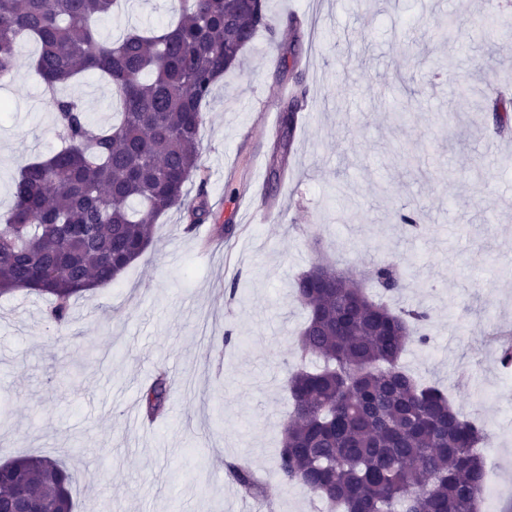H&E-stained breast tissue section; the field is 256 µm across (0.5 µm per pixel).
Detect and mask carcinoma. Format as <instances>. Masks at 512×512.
Returning <instances> with one entry per match:
<instances>
[{"mask_svg": "<svg viewBox=\"0 0 512 512\" xmlns=\"http://www.w3.org/2000/svg\"><path fill=\"white\" fill-rule=\"evenodd\" d=\"M123 2L0 0V79L33 40L40 45L34 67L49 90L94 73L112 85L120 115L95 125L78 99L50 94L59 146L20 168L12 211L0 224V296L26 288L50 297L47 318L60 329L72 299L111 284L145 252L162 213L184 211L189 230L208 219L205 179L195 199L185 192L203 171L204 103L224 74L242 66L256 34L275 31L266 0L249 11L234 0H180L173 26L102 37L97 22ZM492 120L498 134L512 133V101H496ZM297 121L293 104L273 146L280 178ZM402 279L395 266L374 265L372 280L385 291H398ZM293 288L307 313L298 349L321 364L289 381L281 483L307 488L336 512H478L487 471L478 448L489 435L400 364L409 345L429 342L426 309L394 311L333 264H312ZM171 390L159 371L141 395L148 418L164 412ZM228 469L244 497L266 498L248 464ZM74 481L56 460L16 458L0 465V502L38 487L44 512H75Z\"/></svg>", "mask_w": 512, "mask_h": 512, "instance_id": "cac0c4a2", "label": "carcinoma"}]
</instances>
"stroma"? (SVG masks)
Here are the masks:
<instances>
[{"mask_svg":"<svg viewBox=\"0 0 512 512\" xmlns=\"http://www.w3.org/2000/svg\"><path fill=\"white\" fill-rule=\"evenodd\" d=\"M178 9V0H127L98 27L115 39L131 26L162 28ZM268 9L275 33L255 37L204 107L210 218L189 232L183 211L162 214L137 261L74 301L64 332L44 297H0V463L34 454L66 464L77 512H325L276 470L288 380L315 364L296 353L305 313L292 283L322 260L375 296L364 272L391 261L406 280L390 305L429 313L428 345L409 346L401 364L438 381L489 434L494 512H512V366L487 340L512 325V134L488 119L497 95L512 98V40L481 32L491 21L512 25V0H268ZM451 15L454 35L441 38ZM290 16L299 32L286 27ZM295 40L300 61L281 68ZM36 52L23 44L0 80L9 104L0 216L19 165L58 146ZM300 84L288 173L275 181V131L263 115L286 105L279 89ZM60 93L80 99L92 122H111L107 82L86 77ZM272 202L279 216L252 223L250 210ZM405 208L418 211V229L398 223ZM218 224L230 236L205 244ZM162 367L175 380L165 415L130 418ZM239 460L264 479L266 503L245 500L229 476Z\"/></svg>","mask_w":512,"mask_h":512,"instance_id":"obj_1","label":"stroma"}]
</instances>
